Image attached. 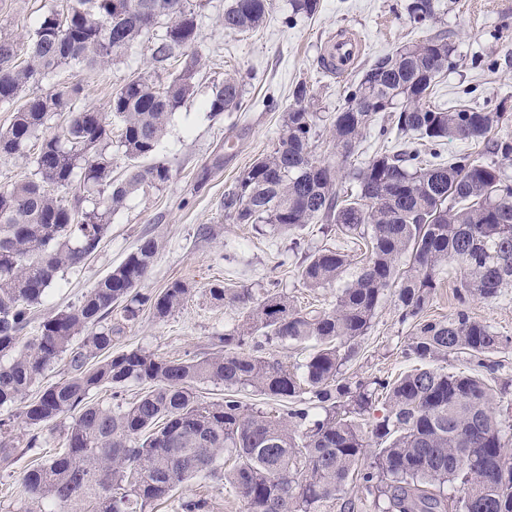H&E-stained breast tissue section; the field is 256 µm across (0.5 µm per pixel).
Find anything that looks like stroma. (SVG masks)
Wrapping results in <instances>:
<instances>
[{
  "instance_id": "obj_1",
  "label": "stroma",
  "mask_w": 512,
  "mask_h": 512,
  "mask_svg": "<svg viewBox=\"0 0 512 512\" xmlns=\"http://www.w3.org/2000/svg\"><path fill=\"white\" fill-rule=\"evenodd\" d=\"M231 0H204L199 23L194 94L172 114L156 160L171 171L159 188L140 192L114 213L105 241L84 265L61 274L34 312L26 329L35 335L46 318L78 303L88 288L119 264L142 239L158 243L155 261L140 288L156 293L174 280L185 281L191 293L180 311L159 321L142 315L121 338L124 348H141L166 359H189L212 349L213 336L232 328L241 318L235 306L218 305L208 290L216 283L248 289L261 301L267 289H277L298 304L328 306L335 290L310 291L297 276L300 255L284 235L258 233L235 223L222 208L224 194L253 161L271 150L282 116L292 104L296 84H305L311 108L320 116L334 114L348 87L371 66L399 47L441 36L454 49L455 66L443 74L430 106L452 111L464 106L503 110L505 121L495 137L512 140V0H434L435 18L417 25L410 21L406 0H320L312 17L291 16L288 0H273L269 18L256 31H225L224 11ZM69 0H0V33L24 39L50 8L65 9ZM341 30L366 40L363 59L341 78L318 64L327 39ZM146 70V58L135 52L103 71L68 67L58 81L84 88L83 105L107 110L112 92L130 75ZM242 84L245 110L212 115L206 102L225 72ZM206 183H199L202 169ZM213 227L202 238L200 225ZM469 315L512 336V288L491 300L473 299ZM395 291H387L371 331L347 370L363 379L410 370L402 348L409 327L398 321ZM206 498L209 512H246L242 497L220 479H197L178 487L172 499L153 512H174L179 498Z\"/></svg>"
}]
</instances>
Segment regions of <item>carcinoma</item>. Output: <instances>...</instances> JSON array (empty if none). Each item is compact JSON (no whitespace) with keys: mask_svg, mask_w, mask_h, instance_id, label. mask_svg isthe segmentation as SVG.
I'll return each mask as SVG.
<instances>
[{"mask_svg":"<svg viewBox=\"0 0 512 512\" xmlns=\"http://www.w3.org/2000/svg\"><path fill=\"white\" fill-rule=\"evenodd\" d=\"M295 15H314L320 0H290ZM406 11L415 24L434 17L433 3ZM198 0H72L60 17L47 10L30 36L28 59L17 62L15 38L0 35V104L29 94L11 125L0 131V159L29 161L30 177L0 189V407L19 406L25 448H41L57 422L72 416L63 448L26 470L20 512H149L180 485L222 475L247 512H318L334 503L357 512L373 498L379 512H512V461L505 453L511 425L497 413L509 386L495 389L475 374L448 371L461 354L482 357L512 339L468 315L474 298L496 299L512 288V177L495 161L460 154L448 162L420 160L421 142L449 138L486 143V152L512 159V142L489 135L503 114L426 104L436 80L454 66L442 37L405 45L365 71L346 95L328 133L336 161L315 155L317 113L306 89L293 104L272 150L258 158L224 194L225 216L261 232L293 235L323 224L363 242L361 260L322 248L304 253L298 278L311 290L336 289L327 308H300L267 291L253 303L247 290L209 288L216 304L243 311L236 327L214 337V351L170 360L142 349H118L126 328L145 310L163 320L190 294L174 280L143 293L158 243L141 241L82 300L44 321L21 341L33 309L59 274L83 264L107 237L112 213L128 198L170 179L162 162L145 163L166 133L171 115L193 94L201 33ZM272 0H232L224 29L249 32L266 21ZM149 54V74L130 76L112 93L108 111L80 107L82 86L54 82L65 67L98 70L137 48ZM192 54L178 73L171 61ZM373 98L394 113L395 127L379 137L408 136L404 148L352 164L374 112H355ZM220 114L242 108V86L229 75L207 102ZM67 116L64 136L48 134L55 115ZM120 127L112 140V125ZM40 140L37 153L26 148ZM129 166L113 176L112 146ZM356 185L348 192L345 182ZM76 190L65 204L55 190ZM462 273L459 309L446 320L428 316L448 264ZM395 289L399 322L412 328L403 349L415 363L394 381L355 380L345 367L377 317L385 292ZM122 321L112 323L114 306ZM309 343L301 371L267 350ZM66 360L68 376L39 386L45 372ZM128 381L149 384L126 406H102L93 391ZM224 385V398L207 400L197 385ZM249 389L267 406L248 405ZM385 397V413L366 432L362 421ZM19 442L0 419V465L14 460ZM377 448L363 464L365 449ZM482 457L487 470L472 471ZM356 484L360 496H346ZM466 489L460 498L447 484ZM186 497L177 512H206Z\"/></svg>","mask_w":512,"mask_h":512,"instance_id":"obj_1","label":"carcinoma"}]
</instances>
